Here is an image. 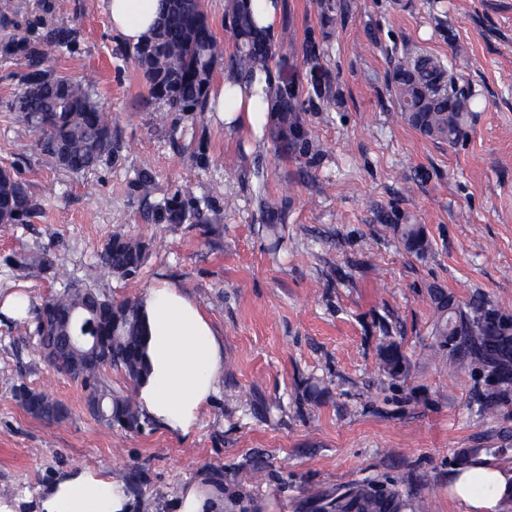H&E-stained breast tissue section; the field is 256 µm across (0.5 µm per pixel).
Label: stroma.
<instances>
[{
	"mask_svg": "<svg viewBox=\"0 0 512 512\" xmlns=\"http://www.w3.org/2000/svg\"><path fill=\"white\" fill-rule=\"evenodd\" d=\"M281 3L272 34L288 54L270 70L299 89L313 133L303 158L276 153L270 132L255 137L214 113L189 118L149 101L100 0H0V47H38L54 76H95L115 153L86 172L46 167L15 110L27 62L0 54V167L42 205L30 224H0V295L24 293L36 304L60 288L53 274L4 263L43 251L66 278L117 300L165 281L193 295L222 331L225 358L220 391L194 436L156 425L111 429L87 412L79 382L44 363L25 327L0 318V499L20 500L19 512H33L26 497L80 466L139 472L132 493L154 497L153 512H167L203 475L261 512H301L304 499L364 478L417 475L430 512H465L448 495L455 449L512 433V399L480 412L469 377L431 358L428 296L434 284L462 305L480 293L512 316V0ZM60 26L74 31L70 46L50 44ZM418 50L440 60L466 99L467 126L455 143L400 116L394 66ZM201 152L208 168L195 163ZM142 169L155 174L157 202L192 184L221 210V234L208 240L187 224H154L131 189ZM270 202L278 206L273 231ZM387 224L422 225L430 252L409 253ZM117 232L150 245L135 280L95 266ZM386 331L411 361L396 380L378 367ZM316 380L328 394L310 410L298 396ZM20 382L61 401L67 419L29 415L12 394Z\"/></svg>",
	"mask_w": 512,
	"mask_h": 512,
	"instance_id": "1",
	"label": "stroma"
}]
</instances>
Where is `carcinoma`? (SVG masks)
<instances>
[{
  "label": "carcinoma",
  "instance_id": "carcinoma-1",
  "mask_svg": "<svg viewBox=\"0 0 512 512\" xmlns=\"http://www.w3.org/2000/svg\"><path fill=\"white\" fill-rule=\"evenodd\" d=\"M163 20L152 37L134 47L130 56L141 69L151 99L164 102L172 112L205 111L216 66L224 47L213 35L201 0H165ZM236 53L231 69L254 74L269 69L274 57L288 46L273 40L249 10L248 0H237L231 15ZM8 55L29 58L27 90L16 111L39 134L36 147L44 165L70 172H83L112 156V119L95 100L96 82L90 77L72 80L53 77L41 68L43 54L21 44L7 45ZM400 114L405 122L428 138L455 142L463 133L468 112L461 100L448 93L446 71L427 55L412 64H399L394 73ZM293 83L283 81L273 88V105L280 126L276 144L285 153L302 157L312 145V133L296 101ZM155 176L141 171L131 182L133 191L147 205V216L156 224H192L203 234L219 229V213L208 214L193 188L179 186L172 197L151 203ZM39 204L28 187L7 167H0V224H27ZM404 247L417 256L429 252L430 242L420 224H391ZM149 245L141 238L117 233L97 253L101 272L133 280L143 268ZM6 264L39 272L59 274L57 258L49 252L13 256ZM433 308L434 356L450 362L453 371L476 380L474 402L486 412L512 395V317L489 301L477 297L461 306L447 289L429 291ZM31 336L37 350L49 355L56 371L80 382L86 404L96 403L102 413L97 420L110 428L140 432L151 425L141 412L135 386L145 371V328L138 301L116 302L112 296L78 282L66 280L62 288L33 309ZM379 369L391 380L408 373L410 365L400 343L389 331L377 347ZM122 373L129 383L115 390L107 370ZM327 390L317 382L305 385L301 401L318 407ZM13 396L29 414L45 423L65 420L68 408L46 393L21 383ZM495 448H463L452 458L462 471L481 469L493 461L512 460V442L500 435ZM426 482L417 477L367 478L343 488L324 492L308 504L310 512H429Z\"/></svg>",
  "mask_w": 512,
  "mask_h": 512
}]
</instances>
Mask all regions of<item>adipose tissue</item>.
<instances>
[{"instance_id":"adipose-tissue-1","label":"adipose tissue","mask_w":512,"mask_h":512,"mask_svg":"<svg viewBox=\"0 0 512 512\" xmlns=\"http://www.w3.org/2000/svg\"><path fill=\"white\" fill-rule=\"evenodd\" d=\"M114 33L130 46L145 42L155 28L164 0H102ZM267 73L247 78L225 71L210 94V109L225 127L261 135L269 121ZM147 327L148 370L137 384L143 414L178 437H190L202 412L220 389L224 375V338L197 301L167 282L149 288L139 300ZM450 488L468 512H503L512 505V469L482 468L451 474ZM222 484L201 478L173 500V512H227ZM134 497L112 474L77 468L46 487L37 512H134Z\"/></svg>"}]
</instances>
